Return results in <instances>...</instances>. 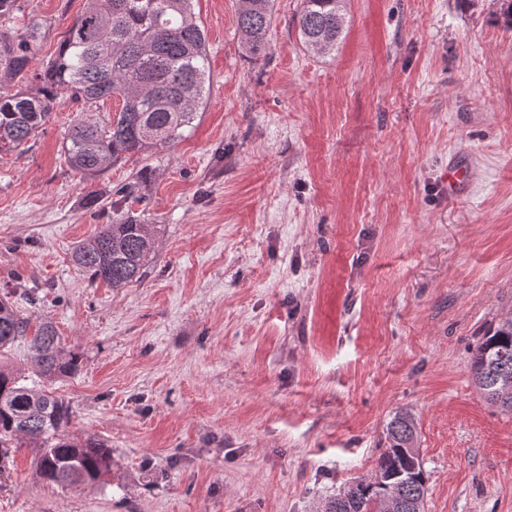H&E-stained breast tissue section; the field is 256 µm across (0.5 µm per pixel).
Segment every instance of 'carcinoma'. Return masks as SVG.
<instances>
[{"instance_id": "cac0c4a2", "label": "carcinoma", "mask_w": 512, "mask_h": 512, "mask_svg": "<svg viewBox=\"0 0 512 512\" xmlns=\"http://www.w3.org/2000/svg\"><path fill=\"white\" fill-rule=\"evenodd\" d=\"M272 0H240L238 32L255 59L265 55ZM344 26L336 0H302L299 34L316 54L336 50ZM37 33L0 29V77L12 88L0 90V152L13 151L43 130L60 96L82 112H93L116 99L119 108L100 125L78 120L64 144L69 166L96 177L112 163L173 143L191 126L206 103L209 65L205 29L194 0H87L67 31L53 62L32 69ZM155 225L122 216L80 242L73 262L90 282L113 288L138 283L152 261ZM31 319L8 298H0V351L24 339L41 377L69 376L79 356L65 352L48 320L29 334ZM474 382L486 401L512 413V317L489 329L469 360ZM71 407L64 398L24 383L0 370V474L21 437L42 438L38 471L61 486L99 485L112 467V449L103 442L70 436ZM389 446L378 459L375 478L356 482L330 499L328 512H386L390 498L399 512H416L427 478L414 448L416 423L398 412L387 427Z\"/></svg>"}]
</instances>
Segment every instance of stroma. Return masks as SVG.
<instances>
[{
	"label": "stroma",
	"mask_w": 512,
	"mask_h": 512,
	"mask_svg": "<svg viewBox=\"0 0 512 512\" xmlns=\"http://www.w3.org/2000/svg\"><path fill=\"white\" fill-rule=\"evenodd\" d=\"M35 69L85 0H18ZM502 0H347L335 55L308 52L301 0H275L268 49L238 0H196L211 91L176 142L90 179L63 146L77 106L0 154V295L51 320L80 370L37 379L104 441L95 489L13 449L0 512H322L373 478L399 411L416 422L427 512H512V414L469 358L512 317V29ZM474 173L448 189V167ZM143 178L139 195L121 188ZM96 196L88 205V196ZM156 227L143 281L71 260L115 216ZM271 19V0H240L238 32L247 52L255 59L265 55Z\"/></svg>",
	"instance_id": "1"
}]
</instances>
